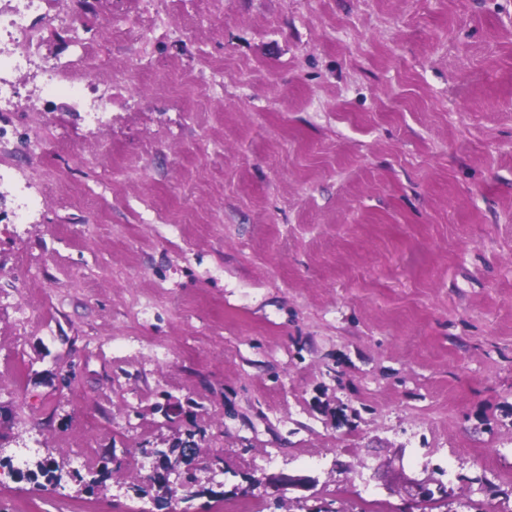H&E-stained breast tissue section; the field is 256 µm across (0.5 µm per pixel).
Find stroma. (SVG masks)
<instances>
[{
	"mask_svg": "<svg viewBox=\"0 0 512 512\" xmlns=\"http://www.w3.org/2000/svg\"><path fill=\"white\" fill-rule=\"evenodd\" d=\"M36 26L111 110L13 78L43 149L0 165L46 204L0 202V512H71L102 467L98 503L167 512L134 489L174 437L254 512L282 472L315 479L288 512H512V0H48ZM30 475L36 480L39 476L44 478L45 484L42 486L48 490V486L52 489L60 485L63 479V470L56 459L48 455L37 461L36 470L30 472Z\"/></svg>",
	"mask_w": 512,
	"mask_h": 512,
	"instance_id": "1",
	"label": "stroma"
}]
</instances>
